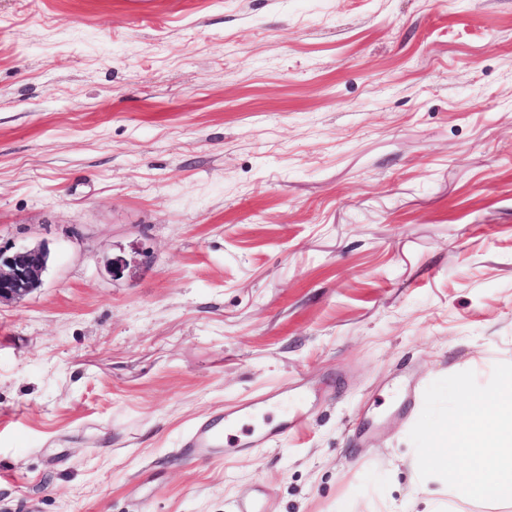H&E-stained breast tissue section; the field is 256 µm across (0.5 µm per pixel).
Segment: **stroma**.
I'll list each match as a JSON object with an SVG mask.
<instances>
[{
    "label": "stroma",
    "instance_id": "1",
    "mask_svg": "<svg viewBox=\"0 0 512 512\" xmlns=\"http://www.w3.org/2000/svg\"><path fill=\"white\" fill-rule=\"evenodd\" d=\"M36 245L0 512H423L426 388L512 363V0H0V252ZM298 388L299 432L178 456ZM297 405L272 427H264L258 431L253 429L244 432L247 438L241 443L239 438L231 440L229 431L238 427L255 411L266 408L274 403L286 404L288 407V389L270 391L266 395L248 400L235 407L225 409L224 416L213 421H206L197 425L185 437L180 452L185 457L207 458L216 454L237 453L249 448H258L269 445L282 435L292 433L299 425L304 414L303 405ZM241 447V448H236Z\"/></svg>",
    "mask_w": 512,
    "mask_h": 512
}]
</instances>
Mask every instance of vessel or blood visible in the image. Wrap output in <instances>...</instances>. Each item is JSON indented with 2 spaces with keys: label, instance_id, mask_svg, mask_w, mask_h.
I'll return each instance as SVG.
<instances>
[{
  "label": "vessel or blood",
  "instance_id": "1",
  "mask_svg": "<svg viewBox=\"0 0 512 512\" xmlns=\"http://www.w3.org/2000/svg\"><path fill=\"white\" fill-rule=\"evenodd\" d=\"M287 390H275L266 395L226 409L223 417L197 425L185 437L180 452L190 458H206L220 453H232L236 449L256 448L268 445L277 438L292 433L299 425L303 413L293 408L272 427L248 430L245 440L231 439L230 432L247 420L255 411L275 403H287Z\"/></svg>",
  "mask_w": 512,
  "mask_h": 512
}]
</instances>
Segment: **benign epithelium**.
<instances>
[{"label": "benign epithelium", "instance_id": "7a95c632", "mask_svg": "<svg viewBox=\"0 0 512 512\" xmlns=\"http://www.w3.org/2000/svg\"><path fill=\"white\" fill-rule=\"evenodd\" d=\"M48 252L41 247L21 246L0 256V301L20 299L40 287L47 268Z\"/></svg>", "mask_w": 512, "mask_h": 512}]
</instances>
